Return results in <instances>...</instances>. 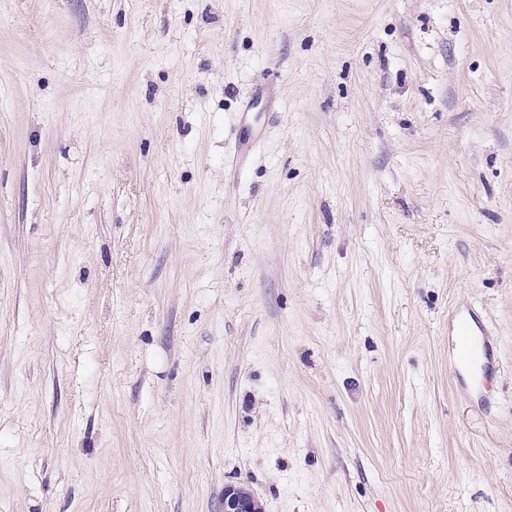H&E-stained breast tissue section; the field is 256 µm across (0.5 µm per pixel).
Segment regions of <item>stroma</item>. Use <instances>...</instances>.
Listing matches in <instances>:
<instances>
[{
	"label": "stroma",
	"instance_id": "obj_1",
	"mask_svg": "<svg viewBox=\"0 0 512 512\" xmlns=\"http://www.w3.org/2000/svg\"><path fill=\"white\" fill-rule=\"evenodd\" d=\"M229 485L512 512V0H0V512ZM449 319L460 336V343L457 355L452 364V372L457 378L466 377L468 379L469 371L478 362L481 361V374L473 383L477 391L481 385L487 387L493 366L491 347L485 342L484 330L481 329L473 318L472 314L459 308H454Z\"/></svg>",
	"mask_w": 512,
	"mask_h": 512
}]
</instances>
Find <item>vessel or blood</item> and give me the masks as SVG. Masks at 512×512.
<instances>
[{
    "label": "vessel or blood",
    "instance_id": "vessel-or-blood-1",
    "mask_svg": "<svg viewBox=\"0 0 512 512\" xmlns=\"http://www.w3.org/2000/svg\"><path fill=\"white\" fill-rule=\"evenodd\" d=\"M460 338L458 352L452 364L456 377L468 376L473 367H480L481 373L475 383L479 386L488 385L493 359L490 346L484 340V331L476 323L471 313L461 309H453L449 315Z\"/></svg>",
    "mask_w": 512,
    "mask_h": 512
}]
</instances>
